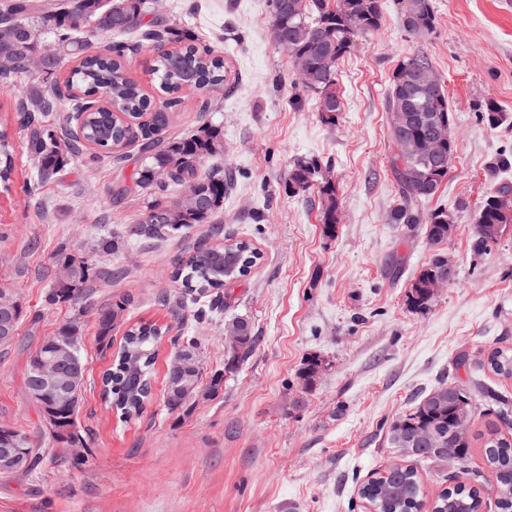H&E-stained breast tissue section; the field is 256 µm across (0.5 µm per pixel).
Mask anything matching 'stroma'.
Returning <instances> with one entry per match:
<instances>
[{
  "instance_id": "obj_1",
  "label": "stroma",
  "mask_w": 512,
  "mask_h": 512,
  "mask_svg": "<svg viewBox=\"0 0 512 512\" xmlns=\"http://www.w3.org/2000/svg\"><path fill=\"white\" fill-rule=\"evenodd\" d=\"M434 33L412 37L398 0H383L378 32L358 39L338 68L342 110L325 123L287 52L271 36L268 0H162L161 21L224 57V92L182 91L170 134L205 124L222 129L224 151L200 169L232 181L212 224L102 253L100 233H120L146 200H115L112 185L138 163L137 145L123 159H96L94 147L73 157L58 181L29 189L34 161L13 110L16 98L43 85L22 74L0 92V137L13 147L15 173L0 187V289L22 315L16 337L0 345V425L38 437L40 419L23 391L26 357L59 324L78 316L88 363L78 413L92 456L75 465L65 449L38 477L0 479V512H371L361 485L399 456L387 442L393 420L409 413L441 382L467 384L456 358L467 354L489 388L512 398V379L483 369L488 352L512 346V225L480 257L471 251L476 209L497 185L488 165L512 159V0H432ZM132 75L155 102L166 95L151 68V42L128 37ZM429 57L455 117L457 157L437 194L417 208L418 224H394L400 186L388 156L387 90L398 64ZM508 114L490 127L487 101ZM318 160L336 187L340 221L327 231L317 189L294 191L289 171ZM446 209L445 240H429L425 217ZM245 239L257 264L229 289L221 314L187 301L175 274L192 250L215 243L211 226ZM108 269L76 304L47 305L62 254ZM454 274L429 306L413 308L410 286L433 255ZM130 304L99 339L98 314ZM248 319L257 341L229 365L226 324ZM167 333L142 414L123 420L105 406L96 382L111 367L126 329L139 321ZM195 340L202 385L219 391L185 408L164 405L165 375L178 344ZM316 372L305 377L309 363Z\"/></svg>"
}]
</instances>
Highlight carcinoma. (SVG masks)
<instances>
[{
    "instance_id": "cac0c4a2",
    "label": "carcinoma",
    "mask_w": 512,
    "mask_h": 512,
    "mask_svg": "<svg viewBox=\"0 0 512 512\" xmlns=\"http://www.w3.org/2000/svg\"><path fill=\"white\" fill-rule=\"evenodd\" d=\"M298 11L286 5V0H270L271 22L282 30L280 46L291 58L305 62V74L300 77L303 87L316 95V109L328 123L336 122L341 111L337 92L340 60L354 48L363 34L378 31L382 22L381 0H297ZM149 14L147 0H63L53 6L35 0H0V16L14 27V35L0 40V87L8 90L12 79L28 71L31 58L43 59L42 71L52 73L67 59L73 67L64 84H51L17 100L14 112L26 135L27 149L34 157L37 180L41 183L54 179L91 144L106 154H116L134 142L139 143L140 161L131 175V183L117 184L112 190L121 200L131 193L142 194L147 202L140 219L127 225L118 238L104 236L98 239L99 251L115 249L119 241L136 243L141 239H162L175 231L190 230L210 219L224 206L226 183L219 174H203L201 162L224 151V141L218 127L203 125L193 133L176 137L165 135L170 126V110L176 100L169 98L154 103L140 83L128 70L126 56L130 46L112 40L117 34L143 31L144 38H170L181 44L177 50L161 52L153 65L160 88L171 95L191 79L204 90L224 88V58L210 48H200L171 27L161 26L156 20L145 21ZM404 29L413 37L422 39L434 31L435 15L431 0H402L400 8ZM52 36L51 49L42 50L40 32ZM101 41L100 50L89 51L90 44L82 41L83 34ZM415 64H430L423 54L404 59L393 73L388 94V111L430 113L432 123L424 122L410 128L413 136L429 133L434 126L448 127L454 122V113L448 95L441 83L430 88L405 89L404 71ZM105 88L109 92L107 110H95L86 94ZM150 120L145 121L143 117ZM482 119L496 127L505 114L494 101L486 102ZM390 165L401 189V203L390 214L394 224H418L420 216L414 205L432 199L447 179L448 172L437 170L423 155L403 154L396 134H390ZM13 171V149L0 139V183L10 179ZM320 165L310 159L297 161L290 170L289 184L306 191L318 186L323 224L333 229L338 223L336 188L328 181H318ZM176 187L191 189L197 194V204L179 206L180 200L162 201ZM512 192V184L499 182L494 191L485 195L478 205L471 249L476 255L496 243L498 235L490 227L512 224V214L497 211L494 197ZM428 237L440 242L448 237V212L439 209L427 219ZM259 253L246 240L229 244L202 245L182 261L177 277L182 279L185 291L205 297L211 290L240 281L256 265ZM70 277L59 281L47 293L49 305L77 299L81 287L91 280L89 260L67 257ZM444 267L442 255H435L411 285L409 303L426 307L433 298L432 281ZM130 300H120L101 310L98 318L99 337L104 340L112 332L120 311ZM21 318V310L0 318V343L13 341ZM231 326L241 331L246 340L233 358L246 357L256 336L250 322L244 318L232 321ZM163 327L150 321L130 326L123 337L113 366L103 376V398L116 407L124 419L130 420L143 412L148 401L150 374L163 336ZM69 338L75 342L79 366L74 368V400L61 401L60 392L52 387H40L33 355L48 353L54 342ZM487 367L494 374L512 377V348L496 347L487 356ZM174 373L167 374L164 403L170 410L181 409L193 400L172 390ZM88 379L87 361L82 355V336L79 321L69 319L59 325L56 333L41 340L29 352L23 373L24 390L42 388V403L36 405L39 417L52 413L51 430L41 432L42 438L56 445L78 440L86 442L77 423V413L83 401ZM490 401L497 405L496 413L505 416L512 409V400L488 388H464L454 383H441L426 395L408 414L395 419L388 429V443L397 453L398 441L432 435L423 447L411 450L412 458L436 463L463 464L470 457L475 442L483 448L485 463L496 480V506L499 512H512V439L494 427L478 434L453 433L452 423L457 413H473L475 403ZM18 447L29 448L33 455L31 468L22 474H6V479L31 477L43 464L54 457L50 448H40L29 436L15 433ZM455 449L448 457V449ZM360 495L375 512H418L423 502V484L417 469L396 463L384 468L360 489ZM483 500L479 488L469 482L456 480L439 491L431 503L433 512H481Z\"/></svg>"
}]
</instances>
